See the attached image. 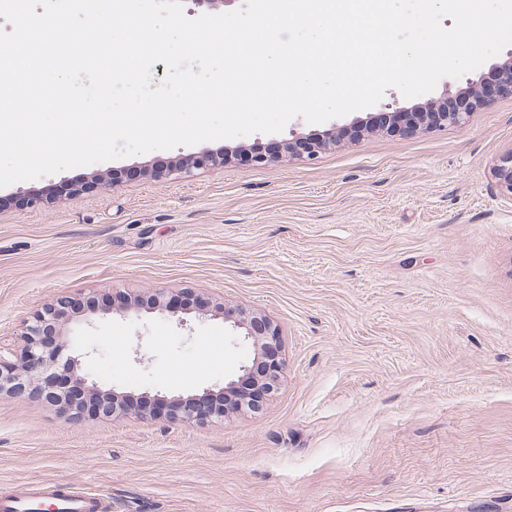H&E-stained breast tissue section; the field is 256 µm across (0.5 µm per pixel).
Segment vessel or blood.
<instances>
[{
    "label": "vessel or blood",
    "mask_w": 512,
    "mask_h": 512,
    "mask_svg": "<svg viewBox=\"0 0 512 512\" xmlns=\"http://www.w3.org/2000/svg\"><path fill=\"white\" fill-rule=\"evenodd\" d=\"M46 501L53 503L56 512H109L101 497L70 485L39 488L25 498L1 494L0 512H39Z\"/></svg>",
    "instance_id": "vessel-or-blood-1"
}]
</instances>
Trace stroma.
<instances>
[{
    "label": "stroma",
    "instance_id": "stroma-1",
    "mask_svg": "<svg viewBox=\"0 0 512 512\" xmlns=\"http://www.w3.org/2000/svg\"><path fill=\"white\" fill-rule=\"evenodd\" d=\"M511 54L322 123L0 188V350L19 353L60 297L163 289L267 315L284 358L257 412L203 424L137 408L73 424L2 395L0 491L78 485L114 512H512V193L495 174L512 96L423 133L353 132ZM337 131L313 160L234 159ZM203 152L231 159L178 174ZM71 345L102 389L136 399L220 392L253 355L218 316L99 314Z\"/></svg>",
    "mask_w": 512,
    "mask_h": 512
}]
</instances>
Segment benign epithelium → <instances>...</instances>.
Segmentation results:
<instances>
[{"mask_svg": "<svg viewBox=\"0 0 512 512\" xmlns=\"http://www.w3.org/2000/svg\"><path fill=\"white\" fill-rule=\"evenodd\" d=\"M497 84L494 91L512 96V54L501 64L496 65ZM492 94L485 92L474 83L457 93L458 103L448 107V101L431 102L420 112L408 113L409 121L389 129L393 134L422 132L437 126L459 124L475 109L487 105ZM501 186L512 193V155L505 158L497 168ZM171 295L156 292L148 296L136 295L129 298L125 305L108 309L90 306L82 315L111 312L122 316L131 313L161 312L167 313L180 323L187 321V316L205 318L220 315L237 330L238 336L253 349L251 363L241 366V374L224 382V396L239 392L242 384L252 378L258 380L259 393L254 407H259L266 396L272 394L279 386L284 371L281 351V331L279 326L265 315L257 314L243 308L229 309L222 306L209 310L201 307H178L170 303ZM77 316L69 313L67 301L60 300L55 306L39 313L33 321L26 324L24 345L17 362L3 359L0 353V395L5 393L25 399L31 403L65 404L66 391L54 384L57 377L66 378L65 385L71 391L82 394L98 407V411L107 416L117 417L121 411L119 404L127 396L113 390H102L96 383L78 372L82 357L66 354L69 349L70 325ZM213 398L205 391L186 397H167L155 395L156 413H164L172 421L194 424L221 418L224 411L207 407Z\"/></svg>", "mask_w": 512, "mask_h": 512, "instance_id": "obj_1", "label": "benign epithelium"}]
</instances>
